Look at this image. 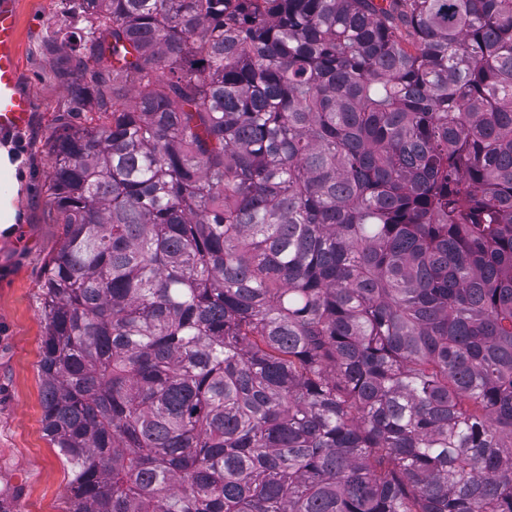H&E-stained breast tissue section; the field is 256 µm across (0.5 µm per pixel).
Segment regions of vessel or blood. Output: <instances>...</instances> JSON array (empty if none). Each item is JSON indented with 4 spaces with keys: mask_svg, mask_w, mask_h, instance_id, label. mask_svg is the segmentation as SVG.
Segmentation results:
<instances>
[{
    "mask_svg": "<svg viewBox=\"0 0 512 512\" xmlns=\"http://www.w3.org/2000/svg\"><path fill=\"white\" fill-rule=\"evenodd\" d=\"M34 110L19 86L16 0H0V131L25 128Z\"/></svg>",
    "mask_w": 512,
    "mask_h": 512,
    "instance_id": "vessel-or-blood-1",
    "label": "vessel or blood"
}]
</instances>
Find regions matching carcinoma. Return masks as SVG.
<instances>
[{
  "mask_svg": "<svg viewBox=\"0 0 512 512\" xmlns=\"http://www.w3.org/2000/svg\"><path fill=\"white\" fill-rule=\"evenodd\" d=\"M75 8L69 512H512V0Z\"/></svg>",
  "mask_w": 512,
  "mask_h": 512,
  "instance_id": "1",
  "label": "carcinoma"
}]
</instances>
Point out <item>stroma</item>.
<instances>
[{"label": "stroma", "instance_id": "1", "mask_svg": "<svg viewBox=\"0 0 512 512\" xmlns=\"http://www.w3.org/2000/svg\"><path fill=\"white\" fill-rule=\"evenodd\" d=\"M16 11L20 87L35 109L27 128L0 132L25 173L24 220L0 232V512H68L67 467L43 430L44 272L64 239L48 191V143L61 123L87 126L91 115L72 113L55 75L71 49L63 36L79 26L70 0H16Z\"/></svg>", "mask_w": 512, "mask_h": 512}]
</instances>
